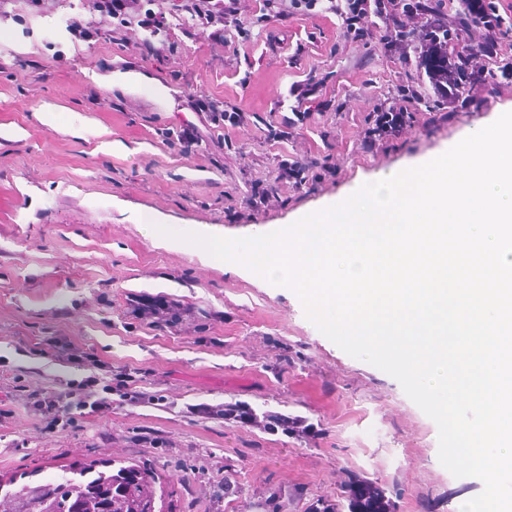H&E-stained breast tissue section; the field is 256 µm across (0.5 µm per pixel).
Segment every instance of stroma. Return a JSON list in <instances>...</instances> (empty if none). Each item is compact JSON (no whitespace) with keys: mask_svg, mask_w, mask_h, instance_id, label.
<instances>
[{"mask_svg":"<svg viewBox=\"0 0 512 512\" xmlns=\"http://www.w3.org/2000/svg\"><path fill=\"white\" fill-rule=\"evenodd\" d=\"M15 15L0 23V481L20 486L31 471L45 481L78 461L125 459L156 470L167 512H253L254 494L269 488L281 491L282 512H306L356 475L379 481L397 512H461L483 483L440 463L436 423L395 378L324 336L292 289L214 265L145 220L229 238L293 224L512 111V77L496 74L497 92L447 121L413 107L411 125L385 144L365 139L364 117L393 101L404 70L378 46L345 40L334 15L254 30L245 53L224 59L204 38L185 37L176 66L106 38L47 31L22 0ZM312 71L327 76L322 96L343 110L310 101L299 134L267 141L266 124L295 104L290 86ZM195 91L251 114L248 126L225 130L231 150L183 156L166 144L165 131L201 124L186 105ZM48 109L51 126L39 118ZM283 159L334 171L294 187L276 179ZM257 182L279 202L250 209ZM146 301L178 322L143 316ZM52 338L111 364L113 376L131 374L146 401L116 395L83 428L46 431L27 391L83 375L45 352ZM228 402L303 417L315 435L197 411ZM228 480L237 491L225 492Z\"/></svg>","mask_w":512,"mask_h":512,"instance_id":"obj_1","label":"stroma"}]
</instances>
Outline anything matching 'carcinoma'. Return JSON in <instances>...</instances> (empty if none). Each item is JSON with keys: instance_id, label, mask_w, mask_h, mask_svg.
I'll return each instance as SVG.
<instances>
[{"instance_id": "1", "label": "carcinoma", "mask_w": 512, "mask_h": 512, "mask_svg": "<svg viewBox=\"0 0 512 512\" xmlns=\"http://www.w3.org/2000/svg\"><path fill=\"white\" fill-rule=\"evenodd\" d=\"M497 5L495 0H430L428 15L423 23L411 30H389L392 38L402 42L413 58L428 65V79L433 88L448 86L454 96L469 91L474 80L468 73L470 58L463 54L466 29L452 31L443 28L442 17L456 13L467 19L480 18L492 26ZM410 112L395 113L391 126L374 122L365 117L368 137L374 141L389 142L411 122ZM224 418L242 423L263 422L272 432L304 436L314 433V428L300 417L281 413L256 411L245 403H226ZM155 472L147 465H120L87 460L62 468L54 480L25 484L15 492L0 495V512H165L156 509ZM281 493L272 491L257 494V512H281ZM396 512L395 503L387 496L386 489L378 482L354 476L345 484L340 499L316 498L307 506V512Z\"/></svg>"}]
</instances>
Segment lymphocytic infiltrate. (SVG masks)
<instances>
[{"mask_svg": "<svg viewBox=\"0 0 512 512\" xmlns=\"http://www.w3.org/2000/svg\"><path fill=\"white\" fill-rule=\"evenodd\" d=\"M159 7L157 0H87L88 19L75 18L69 25L78 40L90 42L100 36L93 16L111 19V39L137 49L142 60L174 63L179 35H205L211 46L224 53H239L248 43L254 28L323 13L340 16L346 39L369 44L381 42L388 58L400 64L409 59L400 42L391 40L383 24L407 29L420 24L428 0H406L403 12L381 16V0H261L259 11H251L248 0H167ZM189 102L195 112L212 128L242 126L245 114L236 106L225 104L205 94H193ZM54 355L74 367L85 370L80 379L61 383L51 390L37 389L27 395V405L42 416L53 431L79 429L110 402L113 391L112 368L91 360L81 349L62 339L51 340Z\"/></svg>", "mask_w": 512, "mask_h": 512, "instance_id": "1", "label": "lymphocytic infiltrate"}]
</instances>
